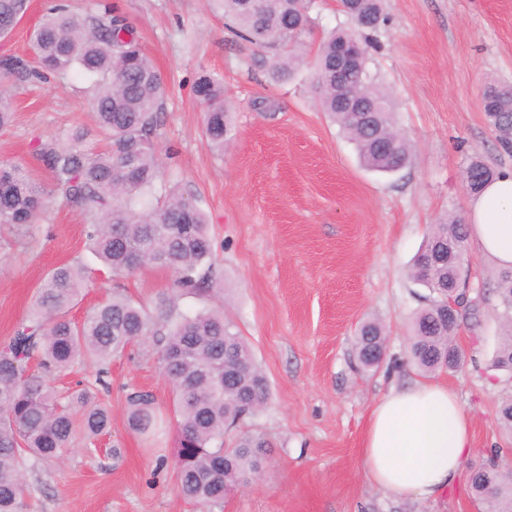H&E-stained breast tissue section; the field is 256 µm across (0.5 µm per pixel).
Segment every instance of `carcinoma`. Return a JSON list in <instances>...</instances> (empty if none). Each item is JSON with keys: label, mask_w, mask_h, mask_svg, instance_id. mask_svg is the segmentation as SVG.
Masks as SVG:
<instances>
[{"label": "carcinoma", "mask_w": 512, "mask_h": 512, "mask_svg": "<svg viewBox=\"0 0 512 512\" xmlns=\"http://www.w3.org/2000/svg\"><path fill=\"white\" fill-rule=\"evenodd\" d=\"M239 37L273 54L255 58L271 80L292 78L301 64L298 49L311 33L313 0H216ZM384 0H367L368 26L339 27L316 48L315 85L323 112L357 148L369 169L395 173L410 159V145L396 128L393 101L369 68L370 33L387 22ZM29 9V0H0V39L8 37ZM32 50L41 71L19 56H0V126L13 112L7 83L33 75H51L64 83L78 72L91 85V104L98 128L108 134L102 151L85 147L86 133L75 129L62 140L38 145L37 155L50 171L56 191L87 220L86 237L99 261L116 275L147 265L166 267L174 275L175 292L202 296L213 278V245L204 212L189 198L171 193L157 207L141 201L157 192L161 163L154 139L161 123L165 84L145 55L136 30L109 8L79 17L62 7L49 9L34 29ZM358 43L360 75L336 77L339 47ZM195 95L206 106V145L224 152L235 130L232 108L223 85L200 76ZM356 95L376 106L369 120L350 111L345 100ZM482 107L506 150L512 149V87L492 85L483 92ZM466 173L481 190L497 173L479 160ZM47 194L30 170L0 164V226L22 236L46 204ZM453 238L467 250L465 225L446 220L432 225L415 255L412 278L429 291L414 317L408 353L424 372L454 370L460 353L456 343L458 310L448 318V285L457 267L440 243ZM79 263L54 267L37 289L27 317L9 341L0 344V512H26L32 487L27 462L60 459L81 444L88 448L109 430L112 411L87 388L61 392L56 374L74 363L98 366L95 382L103 384L106 366L128 348H149L169 382L178 444L174 460L180 495L204 507H219L224 494L257 473L271 443L247 428L269 399L267 378L235 324L221 306L181 313L168 301L156 312L123 296L92 308L83 320L69 317L86 281ZM495 292L507 333L495 366L512 370V268L499 273ZM381 323L365 322L356 341L357 359L376 369L373 351L385 352ZM39 359V371L27 370ZM127 426L147 436L159 419L153 394L127 395ZM471 492L480 512H512V468L493 456L471 474Z\"/></svg>", "instance_id": "cac0c4a2"}]
</instances>
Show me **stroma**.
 <instances>
[{
  "instance_id": "1",
  "label": "stroma",
  "mask_w": 512,
  "mask_h": 512,
  "mask_svg": "<svg viewBox=\"0 0 512 512\" xmlns=\"http://www.w3.org/2000/svg\"><path fill=\"white\" fill-rule=\"evenodd\" d=\"M108 2L128 19L167 89L155 141L160 186L205 212L213 242V278L226 290L224 314L251 346L270 399L253 419L273 447L261 479L224 497L220 512H478L468 489L434 501L396 500L372 486L361 461L373 405L395 385L424 380L406 357L414 313L428 291L408 267L430 225L466 218L471 199L463 172L472 158L512 170L480 104L485 88L512 85V0H385V25L373 34L371 67L390 93L411 149L409 164L385 175L361 165L354 146L317 102L312 68L272 81L253 49L224 24L210 0H31L0 55L24 54L46 8L60 3L85 16ZM223 78L236 135L223 152L205 144V107L193 93L199 76ZM87 83H17L14 115L0 128V162L19 163L50 188L39 143L84 129L90 149L106 140ZM85 218L51 192L30 235L0 229V343L12 336L33 295L56 265L81 262L88 278L73 320L120 292L155 309L174 297L172 272L147 266L112 275L91 254ZM468 299L477 305L457 332L465 353L448 383L471 427L474 453L512 448L498 410L512 399V372L496 368L502 319L494 293L499 269L470 248ZM368 320L389 335L384 360L364 371L354 336ZM112 428L93 452L74 451L30 472L34 512H200L180 497L172 467L177 432L170 386L156 355L135 346L113 359ZM152 391L166 419L145 438L126 424V395Z\"/></svg>"
}]
</instances>
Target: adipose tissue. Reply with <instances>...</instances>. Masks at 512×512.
<instances>
[{
  "label": "adipose tissue",
  "mask_w": 512,
  "mask_h": 512,
  "mask_svg": "<svg viewBox=\"0 0 512 512\" xmlns=\"http://www.w3.org/2000/svg\"><path fill=\"white\" fill-rule=\"evenodd\" d=\"M467 233L479 252L512 267V170L469 204ZM473 452L469 425L446 383L394 387L371 409L362 443L369 482L400 500H437L459 484Z\"/></svg>",
  "instance_id": "adipose-tissue-1"
}]
</instances>
